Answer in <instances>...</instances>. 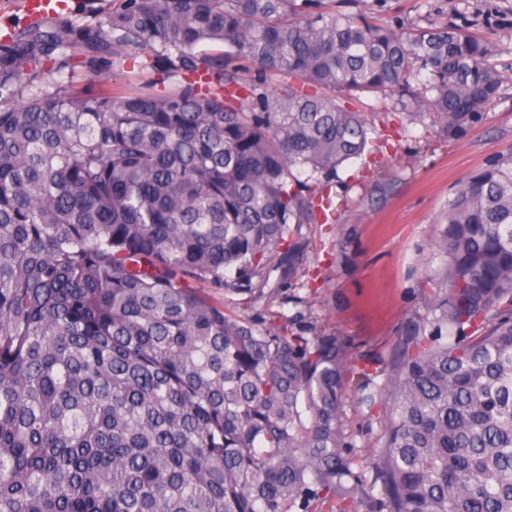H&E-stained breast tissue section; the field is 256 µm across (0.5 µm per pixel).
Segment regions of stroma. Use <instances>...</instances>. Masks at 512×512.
Listing matches in <instances>:
<instances>
[{
	"instance_id": "1",
	"label": "stroma",
	"mask_w": 512,
	"mask_h": 512,
	"mask_svg": "<svg viewBox=\"0 0 512 512\" xmlns=\"http://www.w3.org/2000/svg\"><path fill=\"white\" fill-rule=\"evenodd\" d=\"M332 7L367 10L380 26L445 23L467 13L474 33L496 43L503 76L501 95L483 119L454 136L431 122L410 121L394 100L368 94L349 100L374 123L384 150L339 169L332 191L348 197L349 207L336 223L299 226L300 277L284 282L272 272L269 283L278 292L268 303L233 298L236 313L260 318L271 308L338 338L349 366L341 416L351 468L378 498L375 462L391 414L383 391L395 379L408 321L427 313L425 278L439 266L436 218L465 177L512 151V0H334ZM157 79L138 55L90 79L80 71L74 76L115 90L143 89Z\"/></svg>"
}]
</instances>
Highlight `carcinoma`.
<instances>
[{
	"label": "carcinoma",
	"instance_id": "1",
	"mask_svg": "<svg viewBox=\"0 0 512 512\" xmlns=\"http://www.w3.org/2000/svg\"><path fill=\"white\" fill-rule=\"evenodd\" d=\"M91 14L0 42V512L363 498L336 336L227 303L296 273L295 226L338 218L333 177L377 131L327 91L396 96L455 135L500 95L495 45L468 21L382 27L321 0ZM130 48L161 65L164 91L54 79ZM439 224L431 319L411 320L385 390L380 512H512V151Z\"/></svg>",
	"mask_w": 512,
	"mask_h": 512
}]
</instances>
